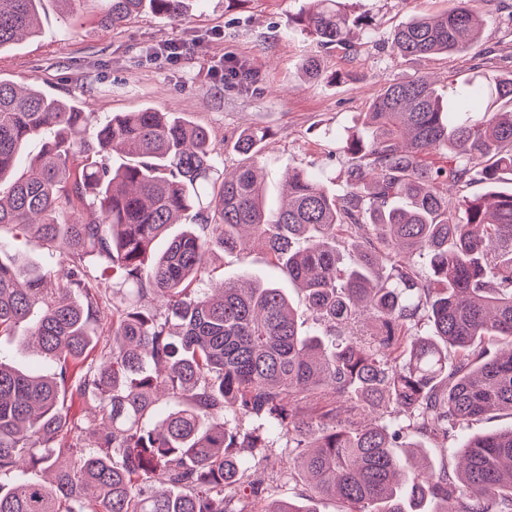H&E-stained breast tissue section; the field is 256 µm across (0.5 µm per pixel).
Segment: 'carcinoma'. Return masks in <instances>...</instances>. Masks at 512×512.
Instances as JSON below:
<instances>
[{
  "instance_id": "obj_1",
  "label": "carcinoma",
  "mask_w": 512,
  "mask_h": 512,
  "mask_svg": "<svg viewBox=\"0 0 512 512\" xmlns=\"http://www.w3.org/2000/svg\"><path fill=\"white\" fill-rule=\"evenodd\" d=\"M41 2L0 0V55L39 34ZM104 2L100 23L117 29L144 12L181 24L195 0ZM490 18L512 25L506 0H453L387 43L404 57L459 55ZM377 29L342 0H305L288 21L315 42L301 65L313 84L318 50L357 52ZM472 59L448 107L423 76L388 83L346 139V192L289 167L274 209L257 168L265 129L242 131L228 175L202 125L149 106L97 122L36 77H0V227L51 251L40 265L19 251L0 260V335L23 332L57 368L25 372L0 355V512H253L224 489L260 493L282 440L312 494L343 512H512V426L465 438L457 472L426 466L407 494L394 452L512 412V191L467 192L512 176V71ZM257 80L224 65L227 85ZM32 140L40 150L20 171ZM113 153L127 162L112 167ZM173 224L187 228L171 236ZM248 246L281 266L320 329L301 330L283 288L203 287L216 251ZM106 302L108 351L89 362ZM366 318L377 331L363 337ZM90 397L98 417L83 426L68 402ZM165 398L176 407L149 425ZM366 407L377 417L360 425ZM75 430L88 444L68 442ZM42 468L53 479L30 476ZM158 471L175 491L151 490ZM267 512L317 510L279 499Z\"/></svg>"
}]
</instances>
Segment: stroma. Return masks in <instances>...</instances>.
Returning a JSON list of instances; mask_svg holds the SVG:
<instances>
[{
    "mask_svg": "<svg viewBox=\"0 0 512 512\" xmlns=\"http://www.w3.org/2000/svg\"><path fill=\"white\" fill-rule=\"evenodd\" d=\"M302 4L303 0H249L231 6L226 0H204L183 27L148 12L112 30L99 22V0H82L84 23L72 35L64 27L61 5L45 0L39 36L0 55V76L38 77L46 93L68 99L103 120L145 106L179 113L211 130L215 149L228 168L238 162L230 145L240 130L266 129L270 137L260 165L270 206L282 199L283 173L289 167L321 171L330 193L340 195L350 157L337 151L336 140L356 128L377 92L396 79L447 75L470 57L405 59L379 47L411 16L441 12L449 0H345L352 16L369 13L380 18L378 43L364 45L351 58L333 48L323 51L324 71H347L351 77L312 86L301 77V64L311 46L287 34L288 17ZM170 40L191 44L192 53L173 62L154 58V51ZM229 57L258 73L259 92L245 94L225 85L224 61ZM207 279L212 286L249 279L289 288L287 276L260 248L217 252ZM289 290L295 307H302L301 292ZM271 454L274 467L263 475L264 490L253 499L255 512H265L276 498L303 500L307 492L302 484L285 479L296 465L295 453L275 448Z\"/></svg>",
    "mask_w": 512,
    "mask_h": 512,
    "instance_id": "obj_1",
    "label": "stroma"
}]
</instances>
